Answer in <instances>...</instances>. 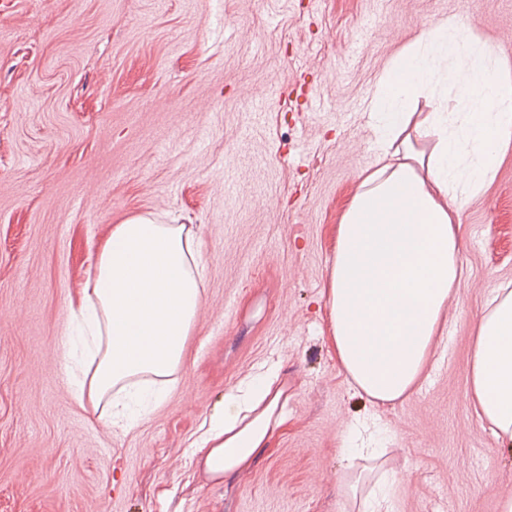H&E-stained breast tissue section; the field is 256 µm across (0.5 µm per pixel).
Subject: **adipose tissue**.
I'll return each mask as SVG.
<instances>
[{"instance_id":"obj_1","label":"adipose tissue","mask_w":512,"mask_h":512,"mask_svg":"<svg viewBox=\"0 0 512 512\" xmlns=\"http://www.w3.org/2000/svg\"><path fill=\"white\" fill-rule=\"evenodd\" d=\"M430 111L417 148L408 103ZM370 119L375 169L359 177L338 227L326 306L329 342L356 393L394 402L416 387L463 270L459 215L494 179L512 144V73L472 28L450 18L406 48L379 77ZM203 246L184 224L134 216L100 244L96 276L71 319L93 371L78 403L109 402L103 423L124 429L162 401L184 361L202 304ZM474 339L469 389L483 420L512 445V289H495ZM278 374L224 395L199 463L220 481L249 465L285 417Z\"/></svg>"}]
</instances>
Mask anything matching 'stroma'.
Wrapping results in <instances>:
<instances>
[{
  "label": "stroma",
  "mask_w": 512,
  "mask_h": 512,
  "mask_svg": "<svg viewBox=\"0 0 512 512\" xmlns=\"http://www.w3.org/2000/svg\"><path fill=\"white\" fill-rule=\"evenodd\" d=\"M456 17L512 65V0H0V512H499L512 447L469 395L494 288L512 284V148L460 214L465 275L418 387L375 404L328 343L335 231L377 161L392 59ZM134 215L203 242L177 382L133 428L73 397L69 310ZM276 371L287 422L216 484L197 464L224 393ZM385 428L378 469L349 426Z\"/></svg>",
  "instance_id": "obj_1"
}]
</instances>
